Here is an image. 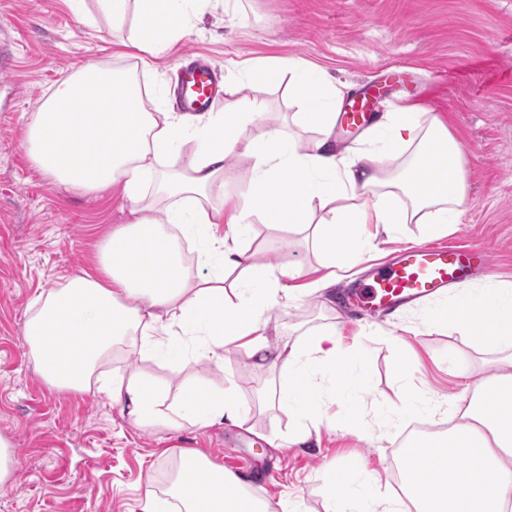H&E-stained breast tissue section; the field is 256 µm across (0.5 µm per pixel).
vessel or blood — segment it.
Returning <instances> with one entry per match:
<instances>
[{
  "instance_id": "obj_1",
  "label": "vessel or blood",
  "mask_w": 512,
  "mask_h": 512,
  "mask_svg": "<svg viewBox=\"0 0 512 512\" xmlns=\"http://www.w3.org/2000/svg\"><path fill=\"white\" fill-rule=\"evenodd\" d=\"M185 59L178 79L181 105L192 112L213 109L219 101V70L191 52ZM377 106V101L365 97L351 99L345 112L348 124L360 125ZM489 265L488 252L478 245L464 252L430 245L407 246L391 264L373 270L367 282L347 290L343 299L348 308L362 315L386 318L470 279Z\"/></svg>"
}]
</instances>
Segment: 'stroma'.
<instances>
[{
  "instance_id": "obj_1",
  "label": "stroma",
  "mask_w": 512,
  "mask_h": 512,
  "mask_svg": "<svg viewBox=\"0 0 512 512\" xmlns=\"http://www.w3.org/2000/svg\"><path fill=\"white\" fill-rule=\"evenodd\" d=\"M136 24L116 29L98 0H0V437L17 460L12 484L0 487V512H148L150 495L170 485L180 449H197L230 465L231 450L248 454L257 471H274L271 504L303 503L325 512L330 473L364 471L383 492L400 497L401 462L390 454L410 428L445 433L453 409L419 408L393 427L388 416L407 386L455 398V369L489 376L471 338L432 323L447 297L433 298L391 319L346 314L338 296L347 281L275 305L271 342H307L342 328L355 347L365 387H347L322 411L318 434L289 440L287 415L260 404L281 376L228 348L223 366L191 355L159 367L124 353L114 368L147 373L179 386L204 378L232 388L243 424L172 434L132 425L106 396L48 386L37 374L24 336L32 300L87 268L101 239L123 223L127 200L117 191L86 193L43 175L25 144L26 124L41 102L89 60L119 64L116 43ZM204 55L226 77L233 97L247 94L237 62L300 58L350 87L376 95L382 108L418 104L445 113L465 145L467 206L442 239L464 249L485 247L489 275L512 281V0H210L187 33L157 58V73L140 75L147 90L178 97L183 53ZM254 260L275 271L318 265L300 234L253 224L242 241ZM408 361L401 378L397 357Z\"/></svg>"
}]
</instances>
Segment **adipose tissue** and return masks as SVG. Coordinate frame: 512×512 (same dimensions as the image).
<instances>
[{
  "label": "adipose tissue",
  "mask_w": 512,
  "mask_h": 512,
  "mask_svg": "<svg viewBox=\"0 0 512 512\" xmlns=\"http://www.w3.org/2000/svg\"><path fill=\"white\" fill-rule=\"evenodd\" d=\"M99 2L114 25L133 12L144 19L132 42L135 68L90 61L72 69L32 114L25 142L47 176L83 191L120 188L130 207L88 269L34 300L24 335L35 368L54 387L103 393L140 428L237 426L241 405L230 391L201 381L174 391L160 379L103 370L122 351L179 362L193 338L203 359L220 365L233 343L280 370L270 402L306 440L321 423L319 407L344 379L342 344L333 330L305 343L269 341L266 312L296 289L248 255L242 238L256 222L308 230L324 260L307 287L326 288L370 243L371 225L393 235L400 225L422 224L434 237L458 223L466 203L465 147L442 115L426 118L409 105L383 112L364 147L337 151L331 132L345 87L295 59L252 65L244 74L253 87L287 80L292 123L315 133L308 144L274 127L256 133L269 110L256 96L226 102L220 112L146 109L138 68H149L150 58L180 36L203 0ZM187 143L192 149L180 169H160L163 156ZM404 146L413 153L393 173ZM233 155L248 161V176L230 164ZM239 180L243 190L228 192ZM185 238L196 244L190 259ZM235 271L239 283L225 289L226 274ZM440 317L497 356L492 376L465 380L469 399L444 439L421 440L420 451L405 459L406 490L414 492L423 461L432 470L431 489L416 498V512H502L512 499V282L490 279L461 290ZM319 378L329 384L321 393L314 388ZM175 500L185 512L271 509L236 475L192 450L180 453L166 497H151L149 512H170Z\"/></svg>",
  "instance_id": "adipose-tissue-1"
}]
</instances>
